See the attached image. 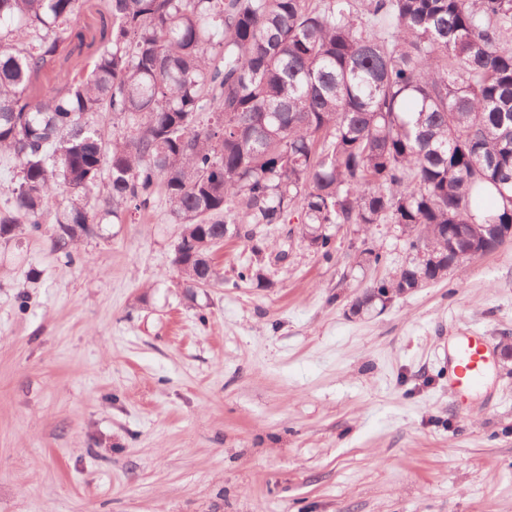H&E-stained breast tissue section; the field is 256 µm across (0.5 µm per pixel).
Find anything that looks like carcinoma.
I'll return each instance as SVG.
<instances>
[{
  "label": "carcinoma",
  "instance_id": "1",
  "mask_svg": "<svg viewBox=\"0 0 512 512\" xmlns=\"http://www.w3.org/2000/svg\"><path fill=\"white\" fill-rule=\"evenodd\" d=\"M78 2L0 0V155L18 178L1 242L41 234L53 192L50 249L69 262L163 204L200 288L223 282L226 238L297 222L329 260V227L395 224L412 258L362 309L512 224V0H105L89 72L39 92L83 44Z\"/></svg>",
  "mask_w": 512,
  "mask_h": 512
}]
</instances>
